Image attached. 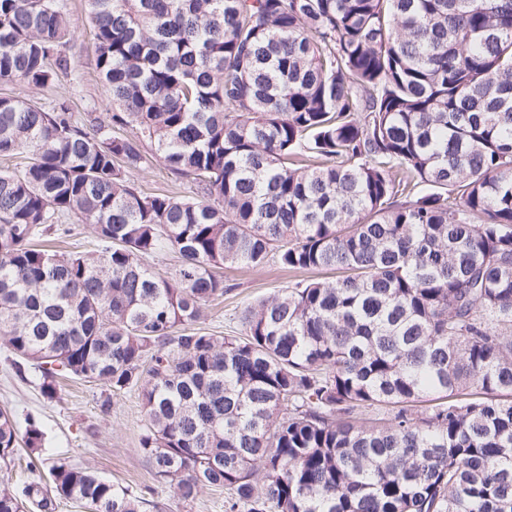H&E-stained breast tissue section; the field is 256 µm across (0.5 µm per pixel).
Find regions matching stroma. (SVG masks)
Returning a JSON list of instances; mask_svg holds the SVG:
<instances>
[{
	"label": "stroma",
	"mask_w": 512,
	"mask_h": 512,
	"mask_svg": "<svg viewBox=\"0 0 512 512\" xmlns=\"http://www.w3.org/2000/svg\"><path fill=\"white\" fill-rule=\"evenodd\" d=\"M69 9L73 31L71 46L79 64V80L64 77L49 90L22 82L0 81V95L8 94L43 105L65 101L73 111L108 119L112 113V98L95 69V43L88 6L85 0H69ZM131 179L146 194L191 195L195 192L192 183L176 179L154 155L142 170L132 173ZM223 276L234 289L225 295L223 303L210 307L203 323L205 331L217 336L240 330L239 319L247 305L272 295L296 278L295 273L274 264L262 269H227ZM102 400L100 388L74 381L63 388L57 401H45L36 379L22 381L13 375L10 353L0 347V408L11 409L20 418L28 413L38 416L53 456L90 464L101 476L134 489L152 490L165 512H224L223 490L203 489L197 500L187 504L171 489L154 484L139 447L144 415L137 392L114 397L107 414L101 411Z\"/></svg>",
	"instance_id": "obj_1"
}]
</instances>
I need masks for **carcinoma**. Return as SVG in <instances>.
I'll use <instances>...</instances> for the list:
<instances>
[{
    "instance_id": "obj_1",
    "label": "carcinoma",
    "mask_w": 512,
    "mask_h": 512,
    "mask_svg": "<svg viewBox=\"0 0 512 512\" xmlns=\"http://www.w3.org/2000/svg\"><path fill=\"white\" fill-rule=\"evenodd\" d=\"M105 123L0 96V344L44 400L141 396L154 480L226 512H512V0H87ZM0 0V80L76 74ZM155 150L200 196L130 180ZM86 224L88 251L51 237ZM165 250L163 275L145 260ZM336 271L193 328L218 270ZM0 512H162L0 409ZM48 467L51 484L39 470Z\"/></svg>"
}]
</instances>
